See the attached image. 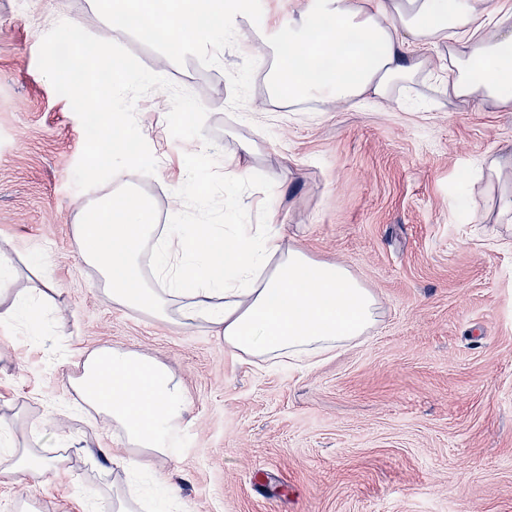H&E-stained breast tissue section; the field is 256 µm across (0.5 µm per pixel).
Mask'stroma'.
I'll return each mask as SVG.
<instances>
[{
	"instance_id": "obj_1",
	"label": "stroma",
	"mask_w": 512,
	"mask_h": 512,
	"mask_svg": "<svg viewBox=\"0 0 512 512\" xmlns=\"http://www.w3.org/2000/svg\"><path fill=\"white\" fill-rule=\"evenodd\" d=\"M294 0H253L247 24L272 35ZM36 0H0V251L19 285L53 281L38 328L0 324V512H113L114 493L154 508V475L178 489L165 512H512V218L505 182L466 176L486 157L512 165V110L451 101L422 79L391 104L328 109L270 95L271 59L223 48L218 62L173 58L119 37L147 69L196 95L220 155L255 143L274 187L268 221L319 261H339L379 302L377 324L307 366L259 369L205 324L182 327L118 307L77 254L76 202L113 183L73 184L85 135L38 68L50 30ZM170 96L136 103L158 179L139 190L159 223L193 141L174 139ZM242 202L257 214L265 197ZM163 361L187 388L181 446L134 475L116 427L92 426L71 381L95 349ZM65 456L46 481L3 460Z\"/></svg>"
}]
</instances>
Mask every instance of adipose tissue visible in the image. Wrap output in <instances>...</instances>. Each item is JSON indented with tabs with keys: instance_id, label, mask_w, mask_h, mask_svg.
I'll use <instances>...</instances> for the list:
<instances>
[{
	"instance_id": "ef3b65f1",
	"label": "adipose tissue",
	"mask_w": 512,
	"mask_h": 512,
	"mask_svg": "<svg viewBox=\"0 0 512 512\" xmlns=\"http://www.w3.org/2000/svg\"><path fill=\"white\" fill-rule=\"evenodd\" d=\"M250 0H113L109 39L152 34L179 56L222 47L238 33ZM447 43L452 99L474 96L512 110V5L487 0H302L272 44L270 93L289 102L320 99L355 107L391 101L430 62L424 45ZM120 190L81 207L74 235L96 287L119 307L185 327L208 324L250 364H283L334 352L376 323L378 301L341 263L318 261L273 224L155 221L137 179L155 176L132 154L112 152ZM92 421L119 427L133 471L167 454L165 435L191 404L168 366L121 347L93 351L72 381Z\"/></svg>"
}]
</instances>
